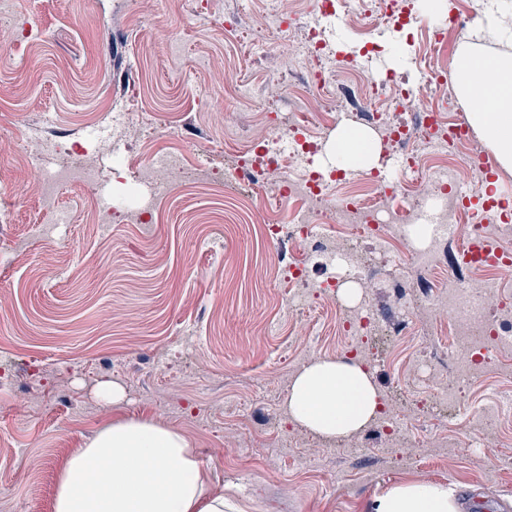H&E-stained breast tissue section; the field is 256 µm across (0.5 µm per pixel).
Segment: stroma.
I'll return each instance as SVG.
<instances>
[{"mask_svg": "<svg viewBox=\"0 0 512 512\" xmlns=\"http://www.w3.org/2000/svg\"><path fill=\"white\" fill-rule=\"evenodd\" d=\"M35 16L43 37L26 67L0 66V188L11 194L14 221L0 223V245L17 256L0 272V369L27 391L0 392V512H52L55 473L72 449L106 423L135 415L183 432L198 449L212 487L237 512H372L397 483L442 482L474 497L512 504V417L502 418L495 447H473L466 426L445 461L424 459L419 442H435L436 419L413 413L415 392L403 372L423 360L428 374H450L452 318L439 314L415 331L408 303L448 276L474 277L456 262L457 245L442 243L437 271L404 288L406 251L381 253L363 240L371 303L389 344L378 346V391L412 416L408 463L372 447L327 452L322 437L299 429L305 462L276 447L270 404L293 382L290 359L308 350H337L339 313L332 303L288 313L278 280L304 249L269 240L235 199L175 187L159 202L150 231L137 224L92 223L84 207L91 190L65 188L73 223L53 237L28 235L40 189L24 140L75 142L91 113H153L172 138L213 166L265 132L267 108L288 110L308 88L307 72L288 54V33L270 26L264 0H15ZM236 18L261 51L245 55L222 25ZM425 20L375 34L363 74L338 77L352 111L365 113L368 72L401 71L425 84L416 60ZM124 399L107 407L101 382Z\"/></svg>", "mask_w": 512, "mask_h": 512, "instance_id": "35a3bbf8", "label": "stroma"}]
</instances>
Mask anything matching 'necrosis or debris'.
Segmentation results:
<instances>
[{"mask_svg": "<svg viewBox=\"0 0 512 512\" xmlns=\"http://www.w3.org/2000/svg\"><path fill=\"white\" fill-rule=\"evenodd\" d=\"M340 8L360 13L378 29H401L412 19L402 0H314L318 20L305 25L292 50L294 61L311 74L310 101L298 104L296 110L277 113L267 134L254 139L234 166L217 175L205 170L190 172L182 148L158 151L140 168L136 181L127 183L122 201L95 198L92 216L102 224L116 218L128 224L153 223L156 200L175 180L186 176L201 186L215 181L262 186L261 211L276 212L287 204L293 207L289 221L265 224L266 237L285 236L311 244L313 267L319 271L314 277L309 273L313 267L289 264L288 280L307 279L310 290L289 295L288 308L305 309L318 300L338 297L343 286L354 288L358 301L338 306L347 339L343 357L367 370L374 367L369 350L382 321L366 298L367 265L357 249L358 241L369 238L384 248L408 243L413 267L425 270L437 263L438 246L450 232L462 230L464 262L471 268H493L494 276L449 278L447 289L436 301L413 310L419 327L444 310L456 316L451 352L456 360L454 376L432 379L433 393L447 394L453 406L464 388L481 375L489 351L512 348V300L503 291V280L512 271V215L506 203L488 192L495 174L476 146L470 127L454 119L459 105L448 91V34L466 27L467 21L454 13L446 26L434 31L433 51L427 60L435 79L434 103L421 112L415 126L393 122L390 115L412 108L416 91L395 72L372 75L378 160L361 176L355 190L339 196L333 187L345 181V173L321 170L315 167L314 158L330 131L324 122L328 113H335L339 124L359 121L356 113L338 106L334 81L325 67L333 55L327 24ZM102 139L101 128L92 126L79 146L45 139L34 147L30 164L40 184L39 236H46L50 225L68 221L59 202L63 187L100 183V169L92 157L100 153ZM492 301L499 304L494 316L485 309Z\"/></svg>", "mask_w": 512, "mask_h": 512, "instance_id": "necrosis-or-debris-1", "label": "necrosis or debris"}]
</instances>
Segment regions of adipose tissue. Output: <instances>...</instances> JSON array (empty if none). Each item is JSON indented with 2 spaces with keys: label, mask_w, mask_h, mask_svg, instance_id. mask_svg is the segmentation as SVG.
I'll use <instances>...</instances> for the list:
<instances>
[{
  "label": "adipose tissue",
  "mask_w": 512,
  "mask_h": 512,
  "mask_svg": "<svg viewBox=\"0 0 512 512\" xmlns=\"http://www.w3.org/2000/svg\"><path fill=\"white\" fill-rule=\"evenodd\" d=\"M477 18L455 59L456 89L481 100L468 119L502 167L512 168V54L483 56L481 42L512 43V0H476ZM377 391L366 372L319 360L295 378L288 412L311 432L336 438L375 413ZM196 448L180 430L141 417L103 425L57 471L53 512H226ZM373 512H457L446 485L416 481L391 486Z\"/></svg>",
  "instance_id": "obj_1"
}]
</instances>
